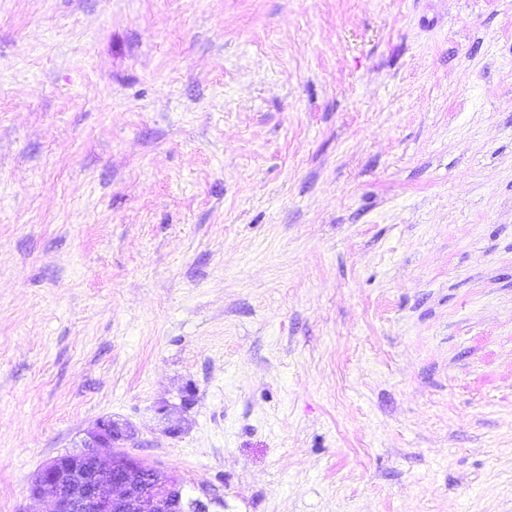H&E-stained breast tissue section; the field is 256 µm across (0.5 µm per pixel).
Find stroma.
Wrapping results in <instances>:
<instances>
[{"instance_id":"1","label":"stroma","mask_w":512,"mask_h":512,"mask_svg":"<svg viewBox=\"0 0 512 512\" xmlns=\"http://www.w3.org/2000/svg\"><path fill=\"white\" fill-rule=\"evenodd\" d=\"M107 416L206 512H512V0H0V512Z\"/></svg>"}]
</instances>
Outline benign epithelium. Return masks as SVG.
I'll return each mask as SVG.
<instances>
[{
  "mask_svg": "<svg viewBox=\"0 0 512 512\" xmlns=\"http://www.w3.org/2000/svg\"><path fill=\"white\" fill-rule=\"evenodd\" d=\"M165 431H179V421L166 406L156 409ZM131 439L127 427L110 417L100 419L81 445L44 465L29 487L30 496L50 491L53 512H189L203 504L183 495L173 472L134 458L122 447ZM110 448L106 457L100 449Z\"/></svg>",
  "mask_w": 512,
  "mask_h": 512,
  "instance_id": "benign-epithelium-1",
  "label": "benign epithelium"
}]
</instances>
